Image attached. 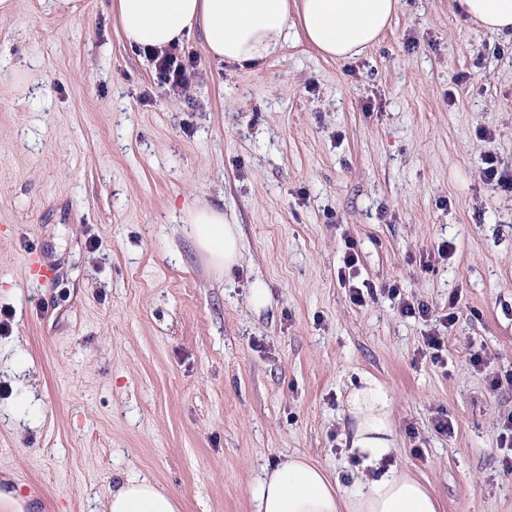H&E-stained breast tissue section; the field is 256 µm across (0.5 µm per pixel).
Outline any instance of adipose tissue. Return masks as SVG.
I'll return each mask as SVG.
<instances>
[{
    "label": "adipose tissue",
    "instance_id": "adipose-tissue-1",
    "mask_svg": "<svg viewBox=\"0 0 512 512\" xmlns=\"http://www.w3.org/2000/svg\"><path fill=\"white\" fill-rule=\"evenodd\" d=\"M401 0H115L125 41L163 49L200 30L209 55L227 64L260 65L288 40L297 13L304 36L324 56L348 59L378 42ZM464 12L490 32L512 35V0H461ZM197 247L215 268L237 262L236 229L220 209L187 212ZM343 414L350 448L369 478L345 488L303 455L288 457L254 488L255 512H439V500L418 479L388 460L397 452L389 388L363 374ZM105 512H178L173 495L146 479L126 481L109 494Z\"/></svg>",
    "mask_w": 512,
    "mask_h": 512
}]
</instances>
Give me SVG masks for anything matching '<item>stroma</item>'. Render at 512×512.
Segmentation results:
<instances>
[{
  "mask_svg": "<svg viewBox=\"0 0 512 512\" xmlns=\"http://www.w3.org/2000/svg\"><path fill=\"white\" fill-rule=\"evenodd\" d=\"M79 2L15 0L0 20L11 512H104L131 478L179 512H253L257 481L298 454L355 486L342 409L365 373L392 393L399 470L442 512H512V388L493 385L512 371V193L481 178L487 154L512 173V36L460 0H402L345 60L294 32L262 65H227L195 31L198 73L175 96L112 0ZM195 206L235 226L238 264L195 245ZM349 238L373 288L360 304L339 276ZM442 241L448 258L423 268ZM392 286L428 318L402 315ZM450 311L435 364L423 338Z\"/></svg>",
  "mask_w": 512,
  "mask_h": 512,
  "instance_id": "1",
  "label": "stroma"
}]
</instances>
